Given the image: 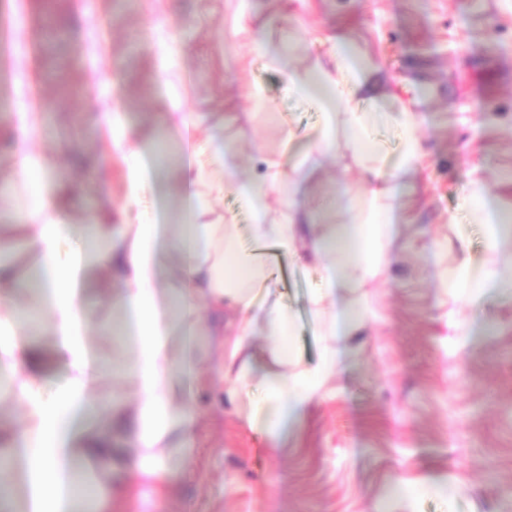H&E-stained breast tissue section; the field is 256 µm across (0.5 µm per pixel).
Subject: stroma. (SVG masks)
Returning a JSON list of instances; mask_svg holds the SVG:
<instances>
[{
    "instance_id": "1",
    "label": "stroma",
    "mask_w": 512,
    "mask_h": 512,
    "mask_svg": "<svg viewBox=\"0 0 512 512\" xmlns=\"http://www.w3.org/2000/svg\"><path fill=\"white\" fill-rule=\"evenodd\" d=\"M340 33L379 65L393 108L417 112L426 152L422 179L395 182L397 199L415 205L396 213L401 235L370 287L361 349L299 436L278 446L225 408L204 362L191 477L115 498L112 512H512V266L499 270L501 295L479 306L440 288L459 238L474 264L487 256L484 228L471 221L472 170L512 213V0H0V140L14 137L18 98L32 100L47 162L28 175L0 152V208L29 207L42 183H63L78 196L75 223H103L130 201L150 222L181 223L182 148L158 115L195 113L218 144L224 117L249 112L236 127L241 155L228 167L214 160L204 185L208 222L235 213L242 247L253 248V216L224 183L270 161L295 176L325 115L288 92V73L326 62ZM263 41L287 44V57L269 59ZM108 112L116 131L164 151L169 204L130 200L121 153L95 134ZM317 167L315 222H348L363 191L356 152L338 138ZM264 253L296 317L290 343L315 360L309 295L320 277L276 248ZM438 477L454 485L449 498L427 491ZM398 480L407 499L388 496Z\"/></svg>"
}]
</instances>
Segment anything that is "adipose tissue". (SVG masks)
I'll return each instance as SVG.
<instances>
[{
  "label": "adipose tissue",
  "instance_id": "obj_1",
  "mask_svg": "<svg viewBox=\"0 0 512 512\" xmlns=\"http://www.w3.org/2000/svg\"><path fill=\"white\" fill-rule=\"evenodd\" d=\"M333 68L322 66L288 75V90L299 97L322 92L344 117L368 183L363 201L352 205L349 223L322 231L311 210L300 204L306 178L284 180L276 164L236 184L253 214L251 234L258 245H273L321 274L322 286L311 296L315 315L332 308L314 361H304L288 346L295 318L272 282L269 266L240 247L233 218L209 224V202L197 190L209 161L196 145L197 118L170 112L162 122L186 146L182 166L183 222L176 229L131 217L120 224H98L83 256L60 261L58 246L75 231L53 191L39 203L12 213L22 242L0 236V253H17L22 274L0 265V406H20L19 426L0 424V502H11L17 462L25 464L27 512H73L77 500H92V512H108L114 496L131 484L163 486L187 476L193 464L198 417L193 391L201 383L199 334L211 338L210 359L224 378V400L249 429L276 442L298 432L325 386L355 349L369 318L370 304L342 292L360 288L384 272L399 230L385 200L392 187L371 140L386 113L363 107L377 67L360 54L354 41L336 38ZM277 194L286 208L271 210ZM470 199L485 224L491 248L512 236L508 222L489 199L485 186L470 183ZM108 278L110 302L123 315L118 341L120 372L130 385L128 397L106 400L98 392L99 373L89 331L92 325L79 290L86 258ZM178 272L180 286L167 279ZM493 265H474L463 257L442 281L446 292L480 304L499 287ZM47 321L63 384L49 389L32 367L23 335ZM231 339H224V332ZM268 337L259 347L258 337ZM259 382L260 396L248 390ZM129 434L124 469L114 476V433Z\"/></svg>",
  "mask_w": 512,
  "mask_h": 512
}]
</instances>
